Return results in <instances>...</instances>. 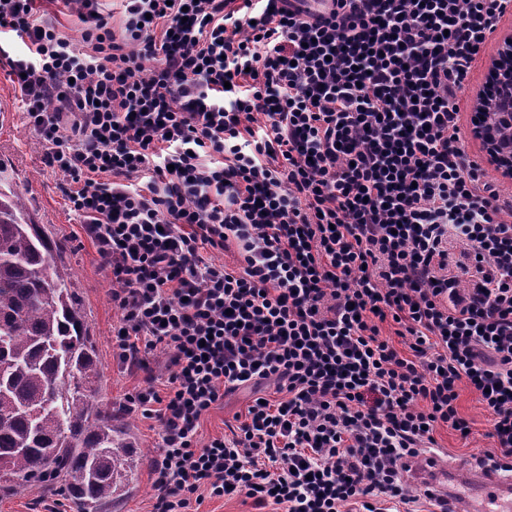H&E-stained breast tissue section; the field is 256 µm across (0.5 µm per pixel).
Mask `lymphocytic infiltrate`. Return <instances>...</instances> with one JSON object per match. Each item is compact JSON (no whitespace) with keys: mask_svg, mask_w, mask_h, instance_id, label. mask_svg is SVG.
<instances>
[{"mask_svg":"<svg viewBox=\"0 0 512 512\" xmlns=\"http://www.w3.org/2000/svg\"><path fill=\"white\" fill-rule=\"evenodd\" d=\"M42 2L0 0V61L112 286L141 379L118 409L162 426L152 512H385L437 427L469 436L462 382L512 471V191L470 158L458 97L512 0H124L117 30L59 0L82 52ZM233 245L236 268L203 255ZM57 25L61 33L70 38L76 49H81L83 46L81 40V31L83 24L81 23L78 14L70 11H65L64 14H58L56 17ZM253 392L250 387H240L224 395V401H221L202 418L199 429L201 441L205 443L212 437L222 436L224 432L229 433L225 424L235 425L234 417L237 415L242 417V421ZM251 501L243 503V498H209L199 508V512H252Z\"/></svg>","mask_w":512,"mask_h":512,"instance_id":"f902f5d3","label":"lymphocytic infiltrate"}]
</instances>
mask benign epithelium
Returning <instances> with one entry per match:
<instances>
[{"instance_id": "benign-epithelium-1", "label": "benign epithelium", "mask_w": 512, "mask_h": 512, "mask_svg": "<svg viewBox=\"0 0 512 512\" xmlns=\"http://www.w3.org/2000/svg\"><path fill=\"white\" fill-rule=\"evenodd\" d=\"M489 86L492 91L478 96L473 134L486 146L489 162L512 178V143L502 142L498 135L501 126H512V34L501 42ZM492 95L496 96L495 111L485 113L483 103Z\"/></svg>"}]
</instances>
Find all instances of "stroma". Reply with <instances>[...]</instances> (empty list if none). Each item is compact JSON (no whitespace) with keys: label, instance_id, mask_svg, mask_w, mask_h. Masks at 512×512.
<instances>
[{"label":"stroma","instance_id":"35a3bbf8","mask_svg":"<svg viewBox=\"0 0 512 512\" xmlns=\"http://www.w3.org/2000/svg\"><path fill=\"white\" fill-rule=\"evenodd\" d=\"M496 50V43L488 44L460 92L465 144L470 155L480 161L485 154L479 142L470 136L471 119L476 93L486 81ZM42 153L41 145L26 123L18 90L6 70L0 67V168L10 177L13 189L24 195L34 223L62 247V260L71 273L75 298L101 372L94 402L112 411L113 425L127 430L138 450L128 492L103 505L101 512H150L153 503L150 467L161 426L157 421L136 414L122 415L112 410L124 394L138 386L139 380L124 372L112 352V328L117 325L120 313L112 304L110 284L98 270L95 245L84 235L68 201L57 188L60 175L43 164ZM458 392V410L470 423V435L464 438L440 426L434 436L439 446L440 464L469 470L474 465V456L492 452L494 441L488 436L490 415L478 393L464 383L459 384ZM252 396L253 390L249 387L227 393L223 401L202 418L201 441L224 434L228 423L244 415ZM49 505L57 507L58 512H77L59 483L51 486L31 483L17 487L14 493L0 494V512H44Z\"/></svg>","mask_w":512,"mask_h":512}]
</instances>
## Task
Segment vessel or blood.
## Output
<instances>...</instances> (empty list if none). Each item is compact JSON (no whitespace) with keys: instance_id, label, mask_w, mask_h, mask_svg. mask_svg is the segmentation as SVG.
<instances>
[{"instance_id":"b4317fda","label":"vessel or blood","mask_w":512,"mask_h":512,"mask_svg":"<svg viewBox=\"0 0 512 512\" xmlns=\"http://www.w3.org/2000/svg\"><path fill=\"white\" fill-rule=\"evenodd\" d=\"M419 477L429 481L449 504L465 500L466 512H512V474L504 475L493 468L475 470L471 485L473 493L468 498L462 496L463 481L451 468L433 464L420 472Z\"/></svg>"}]
</instances>
